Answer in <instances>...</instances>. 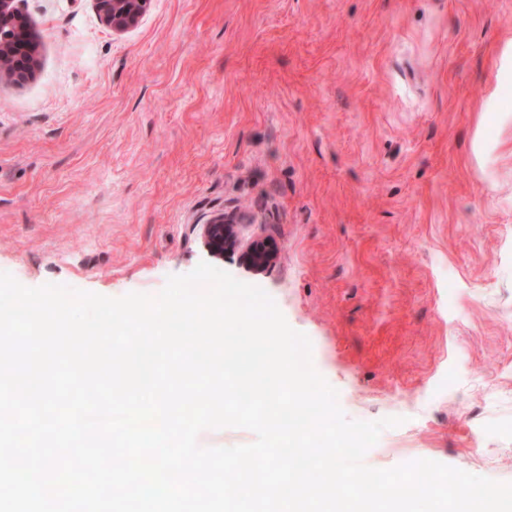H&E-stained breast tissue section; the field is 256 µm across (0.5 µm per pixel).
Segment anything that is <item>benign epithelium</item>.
I'll return each instance as SVG.
<instances>
[{
  "label": "benign epithelium",
  "mask_w": 512,
  "mask_h": 512,
  "mask_svg": "<svg viewBox=\"0 0 512 512\" xmlns=\"http://www.w3.org/2000/svg\"><path fill=\"white\" fill-rule=\"evenodd\" d=\"M102 23L114 32H124L135 27L147 13L151 0H94ZM0 20L9 26L0 27V80L20 82L26 74L17 72L14 64L16 33L24 20L16 0H0ZM250 223L244 215L218 213L200 225L204 245L214 253L237 250L244 262L261 269L271 265L277 257V247L270 240L245 237L243 225Z\"/></svg>",
  "instance_id": "obj_1"
}]
</instances>
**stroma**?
<instances>
[{
  "mask_svg": "<svg viewBox=\"0 0 512 512\" xmlns=\"http://www.w3.org/2000/svg\"><path fill=\"white\" fill-rule=\"evenodd\" d=\"M0 271L109 297L205 261L270 295L366 456L512 482V0H20ZM251 217L256 270L200 226ZM151 0H94L102 23L113 32L134 28L147 13Z\"/></svg>",
  "mask_w": 512,
  "mask_h": 512,
  "instance_id": "1",
  "label": "stroma"
}]
</instances>
